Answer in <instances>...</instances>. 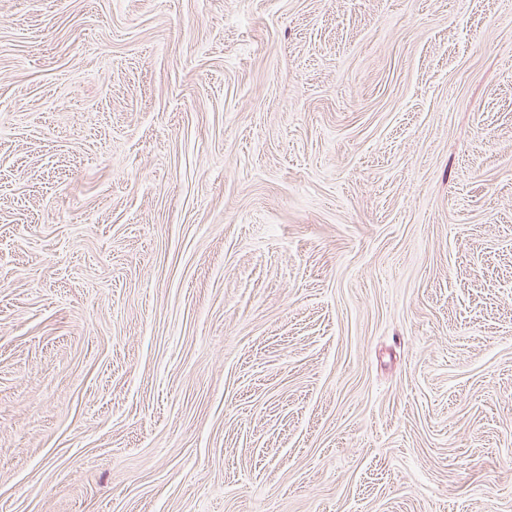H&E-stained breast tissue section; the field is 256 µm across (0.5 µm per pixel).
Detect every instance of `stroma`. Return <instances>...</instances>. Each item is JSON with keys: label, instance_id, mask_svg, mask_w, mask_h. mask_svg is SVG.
<instances>
[{"label": "stroma", "instance_id": "1", "mask_svg": "<svg viewBox=\"0 0 512 512\" xmlns=\"http://www.w3.org/2000/svg\"><path fill=\"white\" fill-rule=\"evenodd\" d=\"M0 512H512V0H0Z\"/></svg>", "mask_w": 512, "mask_h": 512}]
</instances>
